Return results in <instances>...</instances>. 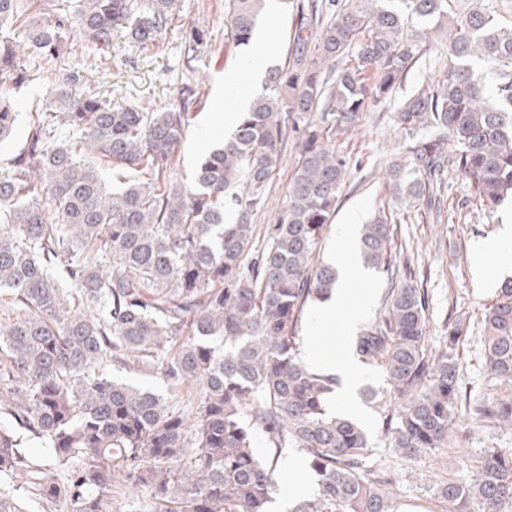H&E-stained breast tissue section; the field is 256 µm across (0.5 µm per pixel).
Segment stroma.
I'll list each match as a JSON object with an SVG mask.
<instances>
[{
    "mask_svg": "<svg viewBox=\"0 0 512 512\" xmlns=\"http://www.w3.org/2000/svg\"><path fill=\"white\" fill-rule=\"evenodd\" d=\"M193 28L205 31L212 51L190 62L184 55V41ZM226 30L224 0H182L178 20L159 36L155 46L139 49L129 43L126 35L116 32L108 49L87 54L75 43L66 58L101 92L112 93L153 112L178 103L184 83L202 79L201 96L205 105L197 110L178 152L179 172L188 179L207 147L224 138L221 115L226 98L237 97L246 103L265 88L264 82L255 81L244 70L246 59L257 49L256 44L238 48L226 45ZM446 52L445 36H437L433 51L411 70L390 105L369 108L359 123L338 140L339 149L350 158L352 166L332 222L334 227L344 223L355 209L368 218L381 209L394 208L396 226L390 250L394 255L408 253L414 258L412 275L428 294L426 342L429 348L443 349L448 319L460 316L469 324V333L460 340L455 354L463 390L475 400L485 393L488 384L481 341L483 314L495 303L498 293L497 288H480L475 284V265H483L490 272L495 269L493 255L478 254L477 246L494 239L501 225L512 224V203L507 201L494 210H486L477 202L474 188L452 177L444 186L447 202L441 215L429 217L420 211L407 212L393 207L382 178L405 139L403 129L395 123L394 106L420 85L439 78L447 61ZM228 71L238 74L230 87L224 84V74ZM298 156V139L289 135L269 183L265 206L255 218L258 228L272 223L284 205ZM334 227L321 242L318 260H325L335 241ZM363 408L369 416L365 429L372 443L366 452V467L387 472L396 479L399 487L396 512H448L447 503L438 497V486L448 480L462 483L471 479L470 470L460 468L459 458L469 459L472 467H476L484 449L512 447V429L478 424L469 440L410 459H399L381 438V417L374 404L364 402Z\"/></svg>",
    "mask_w": 512,
    "mask_h": 512,
    "instance_id": "35a3bbf8",
    "label": "stroma"
}]
</instances>
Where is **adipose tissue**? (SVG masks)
Returning a JSON list of instances; mask_svg holds the SVG:
<instances>
[{
	"label": "adipose tissue",
	"instance_id": "1",
	"mask_svg": "<svg viewBox=\"0 0 512 512\" xmlns=\"http://www.w3.org/2000/svg\"><path fill=\"white\" fill-rule=\"evenodd\" d=\"M357 221V216L353 215L347 223L337 227V238L342 247L330 250L327 261L336 268L339 278L331 294L319 302L310 315L306 329L307 344L302 353L304 362L314 372L342 379L336 401L341 411L353 415L362 412L357 390L363 373L345 354L326 353L322 348L321 336L340 312L346 315L343 323L346 335H354L373 303L372 277L353 248L358 231Z\"/></svg>",
	"mask_w": 512,
	"mask_h": 512
}]
</instances>
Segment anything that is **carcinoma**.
I'll return each mask as SVG.
<instances>
[{
    "label": "carcinoma",
    "instance_id": "carcinoma-1",
    "mask_svg": "<svg viewBox=\"0 0 512 512\" xmlns=\"http://www.w3.org/2000/svg\"><path fill=\"white\" fill-rule=\"evenodd\" d=\"M181 0H0V143L19 116L15 95L37 66L59 73L28 113L20 148L0 171V291L19 314L0 322V476L35 494L42 512H107L112 487L146 492L160 512H269L284 449L303 453L317 497L295 512H394V481L365 478L368 434L330 406L336 379L299 357L308 305L329 294L336 269L311 265L350 159L336 149L361 113L392 98L448 23V64L396 110L407 143L385 183L400 206L442 210L453 171L490 211L512 199V24L486 0H311L300 8L292 62L267 71L266 93L240 113L232 135L178 177L183 135L202 107L199 84L179 103L147 112L104 98L64 65L73 30L86 48L125 29L145 47L171 26ZM266 0H224L227 43H250ZM30 53L12 32L28 22ZM206 35H186L192 62ZM493 69L494 88L474 78ZM301 131L286 202L255 249L253 216L289 129ZM134 172L108 186L94 162ZM236 221L226 222V199ZM383 213L361 226L364 265L387 273L378 316L356 336L359 359L381 370L394 408L378 398L382 439L400 458L467 437L465 419L512 426V281L484 314L492 392L463 400L455 349L468 325L448 323L447 348L425 344L426 294L399 275ZM158 374L192 386V411L106 376L100 368ZM274 450L256 455L257 437ZM44 444L42 461L27 443ZM83 455L74 464L77 454ZM67 472L58 482L56 472ZM456 512H502L512 503V447L486 448L474 478L448 482Z\"/></svg>",
    "mask_w": 512,
    "mask_h": 512
}]
</instances>
